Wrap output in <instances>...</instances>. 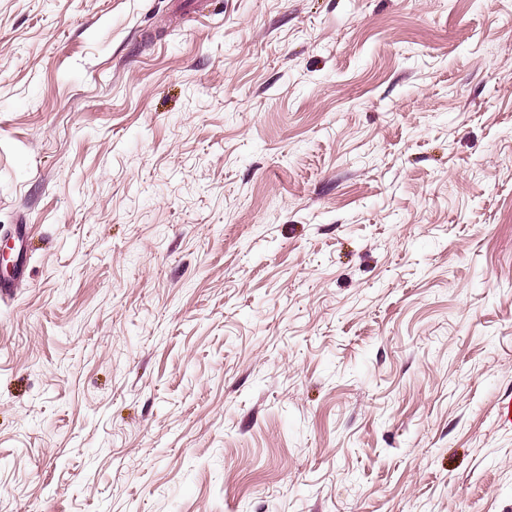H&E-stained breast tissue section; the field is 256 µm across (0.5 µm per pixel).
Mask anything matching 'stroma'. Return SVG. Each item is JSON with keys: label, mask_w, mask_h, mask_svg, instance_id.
<instances>
[{"label": "stroma", "mask_w": 512, "mask_h": 512, "mask_svg": "<svg viewBox=\"0 0 512 512\" xmlns=\"http://www.w3.org/2000/svg\"><path fill=\"white\" fill-rule=\"evenodd\" d=\"M0 512H512V0H0Z\"/></svg>", "instance_id": "1"}]
</instances>
